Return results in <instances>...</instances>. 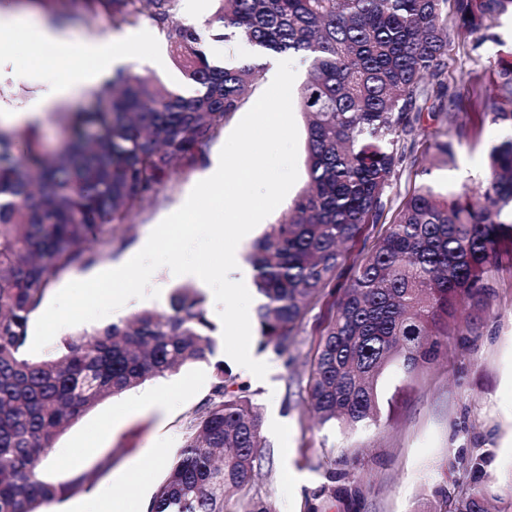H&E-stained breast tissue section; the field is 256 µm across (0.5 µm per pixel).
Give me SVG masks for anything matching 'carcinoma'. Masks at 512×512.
<instances>
[{
  "label": "carcinoma",
  "instance_id": "1",
  "mask_svg": "<svg viewBox=\"0 0 512 512\" xmlns=\"http://www.w3.org/2000/svg\"><path fill=\"white\" fill-rule=\"evenodd\" d=\"M83 16L114 28L149 20L186 82L183 96L122 71L94 91L107 101L63 117L69 141L48 153L36 125L0 128V512H43L65 493L88 489L95 472L59 486L41 468L56 438L102 401L214 356L215 325L205 297L185 285L165 310L142 309L103 328L73 329L52 354L25 356L34 315L61 276L112 250L106 228L159 198L173 175L205 164L212 146L263 75L257 59L229 66L201 34L174 17L178 0H79ZM207 23L216 43L246 42L299 58V93L309 181L281 218L250 246L263 296L264 346L284 354L308 311L327 297L333 312L311 360L307 395L320 424L352 432L380 421L378 380L397 367L410 381L448 352L461 301L486 302L503 257L512 259V137L488 156L478 193L413 189L368 252L346 264L342 247L379 222L383 197L402 166L424 111L448 114V0H219ZM453 14L479 46L512 0H453ZM492 100L483 113L512 128V48L484 65L471 87ZM434 159H454L453 142ZM247 389L214 364L209 396L193 412L182 446L149 512H277L250 494L255 473L272 468L261 420ZM318 501L358 497L325 475ZM474 488L454 512H489Z\"/></svg>",
  "mask_w": 512,
  "mask_h": 512
}]
</instances>
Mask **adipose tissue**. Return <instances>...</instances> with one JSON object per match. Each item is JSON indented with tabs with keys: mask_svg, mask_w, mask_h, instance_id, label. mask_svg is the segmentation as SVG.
Wrapping results in <instances>:
<instances>
[{
	"mask_svg": "<svg viewBox=\"0 0 512 512\" xmlns=\"http://www.w3.org/2000/svg\"><path fill=\"white\" fill-rule=\"evenodd\" d=\"M18 26L27 28L35 42L53 44L66 56L91 59L93 65L89 68L79 65L71 67L65 74L52 80L46 96L31 101L23 111L1 112L0 122L6 124L24 125L45 120L60 102L78 97L130 60V50L121 40L107 37L76 42L68 34L42 22L31 11L0 16V39L10 36ZM249 286L250 271L244 265L240 251H226L224 288L213 291L211 296L215 312H222L224 306L232 301L247 298Z\"/></svg>",
	"mask_w": 512,
	"mask_h": 512,
	"instance_id": "1",
	"label": "adipose tissue"
}]
</instances>
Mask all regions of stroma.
<instances>
[{
    "mask_svg": "<svg viewBox=\"0 0 512 512\" xmlns=\"http://www.w3.org/2000/svg\"><path fill=\"white\" fill-rule=\"evenodd\" d=\"M59 12L68 14L62 28L74 39L94 40L110 32L127 38L135 49L127 72L153 76L174 90L184 87L163 38L154 37L145 46L138 27L115 31L103 19L88 23L81 18L76 0H67ZM511 47L510 22L488 29L477 48L459 36L456 26H449L446 83L453 105L444 118L421 114L406 137L410 152L384 199L383 216L351 247V254L372 247L415 185L427 181L441 190H478L489 152L512 135V129L484 124L477 140L456 144L455 159L445 166L433 163L430 144L436 131L453 136L470 128L474 117L467 93L470 74L482 71L489 56ZM0 58L8 60V79L25 88L28 101L42 93L41 75L70 66L69 60L57 55L44 59L41 45L20 32L0 41ZM204 177L201 168L177 174L158 201L145 203L129 224L113 229L110 254L92 266L70 270L65 281L85 280L125 264ZM493 287L495 294L480 308L473 333L463 342L450 340L447 356L421 370L413 382L403 383L396 368L384 370L378 382L380 425L349 434L331 424L319 425L308 406V363L324 326V305L308 313L296 345L283 355L261 346L253 321L236 331L219 324L215 357L247 385L275 460L272 471L260 472L253 492L271 500L278 512H306L307 499L322 485L330 461L337 458L343 459V471L362 494L347 502L325 503V512H419L439 487L452 494L478 483L493 494L511 491L512 267L500 269ZM243 355L261 360V367L253 374H241L238 359ZM213 377L212 364L199 362L148 381V388L170 395L162 412L147 405L128 410L126 393L103 401L56 439L54 448L64 452L67 461L43 467V478L63 484L75 474L97 472V485L107 487L128 512H135L138 502L151 498L163 481L165 466L181 447L186 424L209 395ZM144 455L156 456L158 465L143 470L135 483H126L125 475ZM475 456L485 460L479 480L465 466Z\"/></svg>",
    "mask_w": 512,
    "mask_h": 512,
    "instance_id": "stroma-1",
    "label": "stroma"
}]
</instances>
